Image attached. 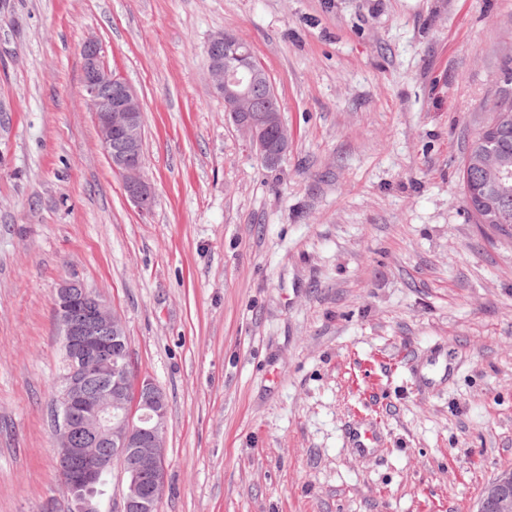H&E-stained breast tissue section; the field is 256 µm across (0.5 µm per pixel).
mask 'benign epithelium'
Masks as SVG:
<instances>
[{
    "label": "benign epithelium",
    "instance_id": "1",
    "mask_svg": "<svg viewBox=\"0 0 512 512\" xmlns=\"http://www.w3.org/2000/svg\"><path fill=\"white\" fill-rule=\"evenodd\" d=\"M246 41L222 32L207 42L208 75L224 101L240 134L258 147L267 131L275 134L267 164L279 165L291 147L281 112L256 110L251 85L261 70L244 52ZM82 88L89 103L101 148L111 167L120 173L128 198L147 210L153 187L145 175L143 152L144 108L136 91L103 62L95 39L81 47ZM123 148L112 150V140ZM478 161L494 186L502 161L481 155ZM54 309L65 347L57 408L56 435L59 473L65 477L69 512H98L94 490L112 463L133 462L127 470L121 512H158L157 493L166 475L167 401L151 378L135 373L127 357L124 326L109 304L78 281L66 280L57 288ZM476 512H512V469L502 470L485 484Z\"/></svg>",
    "mask_w": 512,
    "mask_h": 512
}]
</instances>
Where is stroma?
<instances>
[{
	"instance_id": "obj_1",
	"label": "stroma",
	"mask_w": 512,
	"mask_h": 512,
	"mask_svg": "<svg viewBox=\"0 0 512 512\" xmlns=\"http://www.w3.org/2000/svg\"><path fill=\"white\" fill-rule=\"evenodd\" d=\"M225 31L279 97L276 169L207 77ZM90 37L143 103L150 211L99 146ZM508 56L512 0H0V512L68 510L69 278L166 394L160 512H475L512 467V237L460 169Z\"/></svg>"
}]
</instances>
